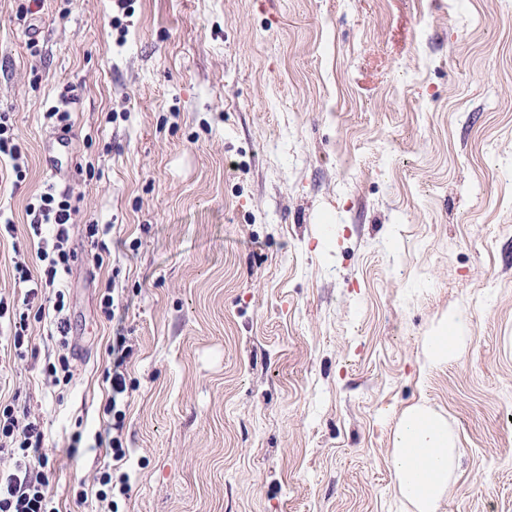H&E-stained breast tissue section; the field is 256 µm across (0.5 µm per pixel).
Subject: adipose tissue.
I'll return each instance as SVG.
<instances>
[{"mask_svg": "<svg viewBox=\"0 0 512 512\" xmlns=\"http://www.w3.org/2000/svg\"><path fill=\"white\" fill-rule=\"evenodd\" d=\"M448 316L423 340L422 371H434L454 358L463 339ZM460 451L446 418L426 405L408 408L393 438L392 468L402 498L411 512H437L458 468Z\"/></svg>", "mask_w": 512, "mask_h": 512, "instance_id": "adipose-tissue-1", "label": "adipose tissue"}]
</instances>
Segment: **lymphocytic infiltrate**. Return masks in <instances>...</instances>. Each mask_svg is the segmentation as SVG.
Wrapping results in <instances>:
<instances>
[{
    "instance_id": "1",
    "label": "lymphocytic infiltrate",
    "mask_w": 512,
    "mask_h": 512,
    "mask_svg": "<svg viewBox=\"0 0 512 512\" xmlns=\"http://www.w3.org/2000/svg\"><path fill=\"white\" fill-rule=\"evenodd\" d=\"M73 212L68 195L56 192L50 184L27 206L29 233L39 240L36 258L40 268L31 270L27 261L15 259L17 280L26 291L19 300L0 297V321L7 323L9 340L17 356H24L31 344V320L45 322L48 337L64 339L69 334L62 281L76 259L69 246ZM130 352L126 336H114L108 347L112 365L103 373L112 391L103 408L109 421L96 437L97 446L109 449L118 462L126 456L119 437L123 412L118 404L126 390L124 366ZM47 454L40 423L18 412L14 405L0 404V458L12 462L11 467L0 468V512H59L49 491V477L42 469Z\"/></svg>"
}]
</instances>
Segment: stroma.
I'll return each instance as SVG.
<instances>
[{
	"mask_svg": "<svg viewBox=\"0 0 512 512\" xmlns=\"http://www.w3.org/2000/svg\"><path fill=\"white\" fill-rule=\"evenodd\" d=\"M23 3L0 0V112L28 160L0 172V295L53 179L79 208L74 378L45 385L35 321L36 357L0 334V399L42 424L61 512L102 508L108 291L132 346L119 512H405L393 435L417 404L461 450L439 512H512V0ZM451 310L465 345L421 373ZM85 234L90 239L93 249L87 254V259L93 266H102L104 262L110 256V251L104 240H100V231L102 235H106L111 229L110 225H104V228H100V224H85ZM93 250V251H92Z\"/></svg>",
	"mask_w": 512,
	"mask_h": 512,
	"instance_id": "stroma-1",
	"label": "stroma"
}]
</instances>
